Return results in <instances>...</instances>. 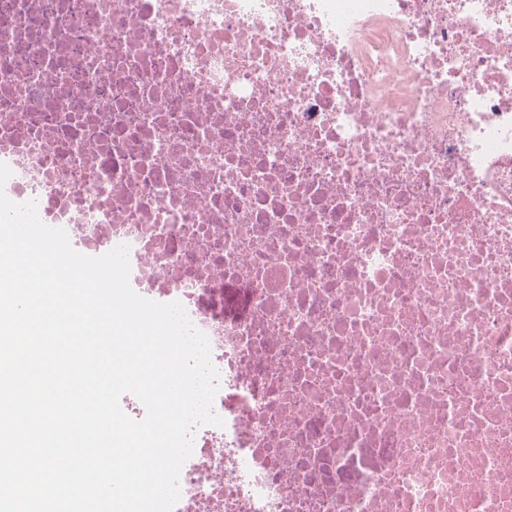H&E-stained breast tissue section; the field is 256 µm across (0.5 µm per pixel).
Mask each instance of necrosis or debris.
Masks as SVG:
<instances>
[{
  "label": "necrosis or debris",
  "instance_id": "obj_1",
  "mask_svg": "<svg viewBox=\"0 0 512 512\" xmlns=\"http://www.w3.org/2000/svg\"><path fill=\"white\" fill-rule=\"evenodd\" d=\"M0 163L210 342L173 512H512V0H0Z\"/></svg>",
  "mask_w": 512,
  "mask_h": 512
}]
</instances>
